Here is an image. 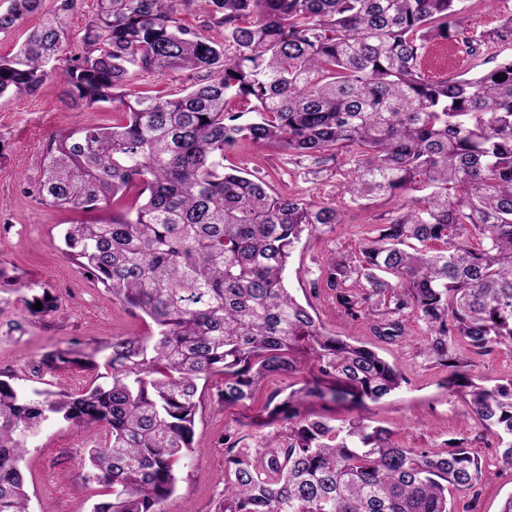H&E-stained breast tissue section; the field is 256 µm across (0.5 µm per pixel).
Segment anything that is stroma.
Returning <instances> with one entry per match:
<instances>
[{"label": "stroma", "mask_w": 512, "mask_h": 512, "mask_svg": "<svg viewBox=\"0 0 512 512\" xmlns=\"http://www.w3.org/2000/svg\"><path fill=\"white\" fill-rule=\"evenodd\" d=\"M451 49L452 60L427 62V76H474L512 58V42L477 57L467 55L458 43ZM50 67L52 76L43 89L0 96L1 371L21 370L59 348L88 353L112 337L145 336L153 328L148 317L112 302L60 252L63 225L86 221V213L48 207L35 197L33 184L53 134L88 124L108 126L119 118L108 105L67 106L66 63L54 61ZM224 164L264 177L280 194L304 193L336 206L342 203L335 172L307 174L285 150L245 140L226 152ZM392 210V203L376 201L363 210L347 209L344 228L304 233L288 268V286L301 301L311 303L329 332L375 349L403 375L399 390L368 403L365 414L372 424L392 429L410 448L444 449L467 439L483 465L476 512H499L503 499L512 493V467L502 463L492 436L469 415L467 388L447 387L446 369L422 355L427 342L424 324L410 319L407 341L387 343L374 335L368 320L338 311L328 288L314 291L309 286L329 257L358 252L366 226L383 223ZM455 352L472 382L490 387L512 381L511 349L501 346L475 355L459 346ZM297 384L294 378H269L246 405L227 409L218 398L223 377L211 379L196 415L194 450L178 468V487L164 505L166 512H218L224 491L225 434H237L241 447H258L274 432L257 423L267 413L270 396L287 395ZM91 437V431L64 423L43 430L22 463L31 512H90L96 487L85 483L82 475Z\"/></svg>", "instance_id": "stroma-1"}]
</instances>
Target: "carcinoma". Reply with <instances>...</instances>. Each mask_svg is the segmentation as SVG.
Instances as JSON below:
<instances>
[{"label":"carcinoma","mask_w":512,"mask_h":512,"mask_svg":"<svg viewBox=\"0 0 512 512\" xmlns=\"http://www.w3.org/2000/svg\"><path fill=\"white\" fill-rule=\"evenodd\" d=\"M0 33L41 0H6ZM187 0H97L65 75L76 106L108 104L122 120L49 139L39 200L112 209L67 224L63 256L112 300L154 324L89 354L66 348L0 372V512H30L21 462L50 422L96 432L92 512H165L177 465L192 453L206 383L224 376V407L243 405L270 375L309 372L274 401L284 430L251 450L227 442L218 512H454L482 462L459 439L407 448L363 414L339 423L318 402L358 408L401 387L374 350L326 330L289 291L285 274L306 231L345 223L344 211L273 192L224 167L240 140L318 166L339 164L350 205L403 200L367 231L358 254L331 258L313 287L364 317L384 342L423 322L424 353L463 377L451 346L512 348V59L472 78L429 79L428 45L464 32V0H207L218 43L179 17ZM512 39V14L462 39L476 55ZM70 37L55 14L0 57V96L35 92ZM191 73L168 98L130 87L132 71ZM249 108L238 110L237 103ZM96 373L79 395L47 376ZM35 387L26 389L21 382ZM468 413L512 467V382L469 384Z\"/></svg>","instance_id":"cac0c4a2"}]
</instances>
